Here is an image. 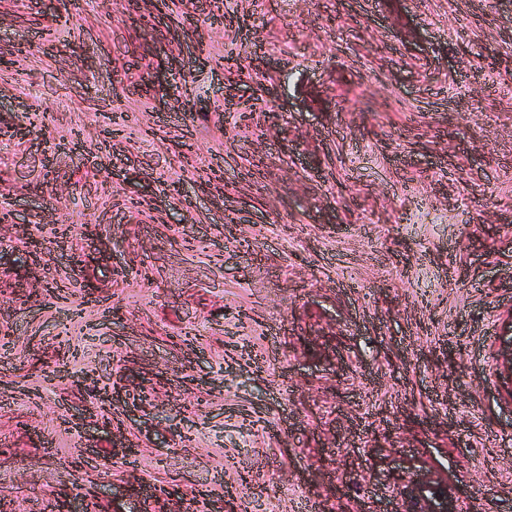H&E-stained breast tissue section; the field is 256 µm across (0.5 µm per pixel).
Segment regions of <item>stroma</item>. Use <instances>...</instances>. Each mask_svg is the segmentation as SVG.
Masks as SVG:
<instances>
[{"label": "stroma", "mask_w": 512, "mask_h": 512, "mask_svg": "<svg viewBox=\"0 0 512 512\" xmlns=\"http://www.w3.org/2000/svg\"><path fill=\"white\" fill-rule=\"evenodd\" d=\"M220 6L0 0V512H512V0Z\"/></svg>", "instance_id": "stroma-1"}]
</instances>
